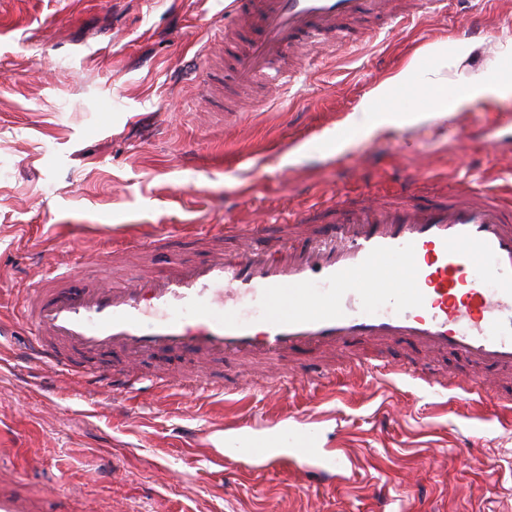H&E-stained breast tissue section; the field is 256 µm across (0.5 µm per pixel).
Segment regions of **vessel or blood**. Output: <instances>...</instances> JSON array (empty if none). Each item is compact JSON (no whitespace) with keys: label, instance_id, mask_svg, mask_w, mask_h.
<instances>
[{"label":"vessel or blood","instance_id":"obj_1","mask_svg":"<svg viewBox=\"0 0 512 512\" xmlns=\"http://www.w3.org/2000/svg\"><path fill=\"white\" fill-rule=\"evenodd\" d=\"M429 0H224L220 52L204 55L214 97L248 100L263 86H287L303 69L304 47H342L387 25L422 17ZM236 78L224 88L223 59ZM207 256L166 261L150 274L105 285L49 276L24 289L18 316L31 331L30 355L54 372L105 391L136 394L143 377L97 362L107 351L129 364L175 353L200 365L275 364L302 354L301 379L318 382L369 363L380 375L450 388L435 361L445 355L474 368L471 392L512 373V183L456 181L427 191L409 173L382 195L324 192L321 203L260 227L213 224L198 233ZM163 233L130 238L115 253L155 252ZM371 275L373 285L352 284ZM251 301L260 318L244 315ZM407 343L410 357L366 359L362 345ZM162 386L224 391L217 375H171ZM254 423L235 426L220 458L226 468H265L334 487L347 471L339 448L318 447L310 419L287 437Z\"/></svg>","mask_w":512,"mask_h":512}]
</instances>
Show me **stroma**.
Masks as SVG:
<instances>
[{
  "mask_svg": "<svg viewBox=\"0 0 512 512\" xmlns=\"http://www.w3.org/2000/svg\"><path fill=\"white\" fill-rule=\"evenodd\" d=\"M222 0H0V491L33 512H512V378L499 394L361 370L311 386L239 394L145 387L109 400L26 355L16 296L47 271L93 283L80 258L167 225V259H201L207 224H263L336 186L393 185L407 161L436 181L481 178L492 139L512 126L435 119L366 135L342 128L379 83L447 46L455 85L502 62L512 0H445L424 20L314 56L288 88L242 111H197L204 45ZM291 141L293 156L279 145ZM407 155H400L399 146ZM253 197L233 213V191ZM318 420L345 449L347 480L325 488L271 469L240 476L214 462L229 425Z\"/></svg>",
  "mask_w": 512,
  "mask_h": 512,
  "instance_id": "stroma-1",
  "label": "stroma"
}]
</instances>
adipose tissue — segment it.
Listing matches in <instances>:
<instances>
[{"label":"adipose tissue","instance_id":"obj_1","mask_svg":"<svg viewBox=\"0 0 512 512\" xmlns=\"http://www.w3.org/2000/svg\"><path fill=\"white\" fill-rule=\"evenodd\" d=\"M406 93L409 104L397 106L399 93ZM505 98L512 95V73L492 69L471 79L465 88L448 83L439 68L404 70L373 87L361 109L347 120L350 129L375 130L387 125H414L460 111L481 96Z\"/></svg>","mask_w":512,"mask_h":512}]
</instances>
